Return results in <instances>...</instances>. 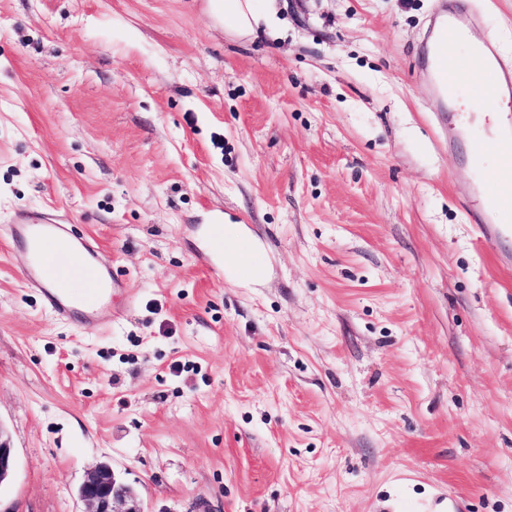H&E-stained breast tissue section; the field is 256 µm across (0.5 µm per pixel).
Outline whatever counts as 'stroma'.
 I'll return each instance as SVG.
<instances>
[{
	"instance_id": "35a3bbf8",
	"label": "stroma",
	"mask_w": 512,
	"mask_h": 512,
	"mask_svg": "<svg viewBox=\"0 0 512 512\" xmlns=\"http://www.w3.org/2000/svg\"><path fill=\"white\" fill-rule=\"evenodd\" d=\"M512 64V0H467ZM435 0H0V512H512V266L477 247L469 131L424 66ZM47 212L124 288L89 333L6 227ZM237 225L265 261L216 272ZM179 372H171L172 364ZM256 0H209L211 17L224 25V31L239 37L253 35L260 22L271 23V16L257 11ZM84 512H144L134 490L119 481L109 465L91 470L78 490Z\"/></svg>"
}]
</instances>
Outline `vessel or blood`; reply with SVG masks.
I'll return each mask as SVG.
<instances>
[{"mask_svg": "<svg viewBox=\"0 0 512 512\" xmlns=\"http://www.w3.org/2000/svg\"><path fill=\"white\" fill-rule=\"evenodd\" d=\"M471 28L461 18L458 0H443L430 33L428 66L439 102L473 92L487 100L496 117L494 126L477 134L471 145L475 166H483L491 155L499 159L488 177L486 203L469 213L479 243L491 244L512 236V116L499 110L501 101L512 99V67L501 62L491 40H471ZM8 234L28 256L23 285L46 310L92 330L106 324L108 301L119 283L101 262L94 239L27 213L12 219Z\"/></svg>", "mask_w": 512, "mask_h": 512, "instance_id": "b4317fda", "label": "vessel or blood"}]
</instances>
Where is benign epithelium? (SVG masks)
<instances>
[{
    "instance_id": "obj_1",
    "label": "benign epithelium",
    "mask_w": 512,
    "mask_h": 512,
    "mask_svg": "<svg viewBox=\"0 0 512 512\" xmlns=\"http://www.w3.org/2000/svg\"><path fill=\"white\" fill-rule=\"evenodd\" d=\"M13 468L12 448L0 439V483ZM85 512H144L134 490L119 481L106 464L91 470L78 490Z\"/></svg>"
}]
</instances>
